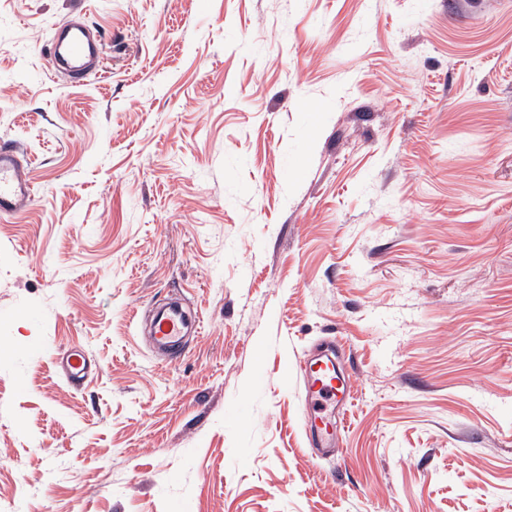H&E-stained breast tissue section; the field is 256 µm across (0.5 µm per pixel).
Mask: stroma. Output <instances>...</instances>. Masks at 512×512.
I'll list each match as a JSON object with an SVG mask.
<instances>
[{
    "mask_svg": "<svg viewBox=\"0 0 512 512\" xmlns=\"http://www.w3.org/2000/svg\"><path fill=\"white\" fill-rule=\"evenodd\" d=\"M1 142L36 186L0 219L12 512H512V0H0ZM170 294L202 329L158 361L133 313ZM94 34V41L91 35ZM103 46L90 25L82 18L60 27L52 39V60L74 85H83L92 70L94 56ZM300 382L306 402L304 427L307 439L321 455L334 453L355 395L339 370L333 346L303 361ZM63 377L70 383H82L94 372V365L85 351L73 348L56 359Z\"/></svg>",
    "mask_w": 512,
    "mask_h": 512,
    "instance_id": "35a3bbf8",
    "label": "stroma"
}]
</instances>
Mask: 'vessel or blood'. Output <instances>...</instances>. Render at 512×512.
Segmentation results:
<instances>
[{
	"label": "vessel or blood",
	"instance_id": "b4317fda",
	"mask_svg": "<svg viewBox=\"0 0 512 512\" xmlns=\"http://www.w3.org/2000/svg\"><path fill=\"white\" fill-rule=\"evenodd\" d=\"M81 18L60 27L52 40V60L72 84H84L92 70L101 41ZM35 198L25 170L20 148H0V216L11 217L27 211ZM198 321L178 302L156 307L149 321V344L153 351L170 357L181 351L188 336L194 335ZM56 364L63 377L81 383L94 372L85 351L73 348L58 357ZM300 382L305 394L304 427L306 436L320 454L335 452L344 418L354 401V390L340 372L334 348L309 356L300 366Z\"/></svg>",
	"mask_w": 512,
	"mask_h": 512
}]
</instances>
